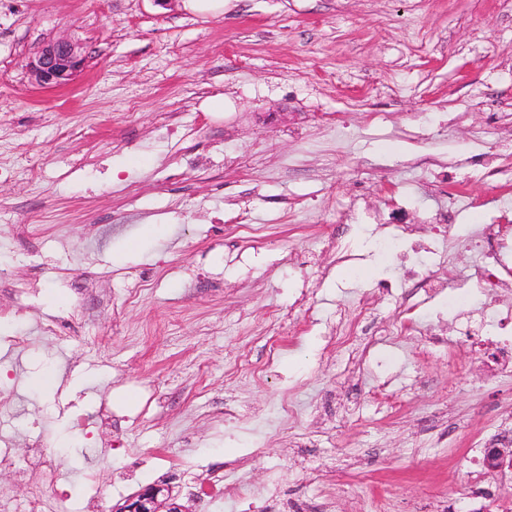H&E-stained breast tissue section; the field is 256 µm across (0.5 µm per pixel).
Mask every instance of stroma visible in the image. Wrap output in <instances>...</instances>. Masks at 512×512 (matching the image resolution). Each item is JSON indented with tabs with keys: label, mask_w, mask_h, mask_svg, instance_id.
Here are the masks:
<instances>
[{
	"label": "stroma",
	"mask_w": 512,
	"mask_h": 512,
	"mask_svg": "<svg viewBox=\"0 0 512 512\" xmlns=\"http://www.w3.org/2000/svg\"><path fill=\"white\" fill-rule=\"evenodd\" d=\"M63 36L89 62L39 88L26 63ZM493 152L512 0H0V268L33 287L0 322L28 336L0 348L14 460L41 442L79 512L163 483L240 512L189 477L211 469L251 512H512V472L482 466L512 440V369L448 315L470 236L512 222ZM455 182L429 297L387 243L438 239ZM78 307L94 335L39 331Z\"/></svg>",
	"instance_id": "obj_1"
}]
</instances>
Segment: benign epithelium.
<instances>
[{
    "label": "benign epithelium",
    "mask_w": 512,
    "mask_h": 512,
    "mask_svg": "<svg viewBox=\"0 0 512 512\" xmlns=\"http://www.w3.org/2000/svg\"><path fill=\"white\" fill-rule=\"evenodd\" d=\"M88 56L70 38H52L29 58L26 69L31 79L43 88H61L73 83L86 66ZM483 466L490 472L512 470V447L493 443L484 449ZM159 492L147 488L129 499L122 512H145L157 503Z\"/></svg>",
    "instance_id": "obj_1"
}]
</instances>
